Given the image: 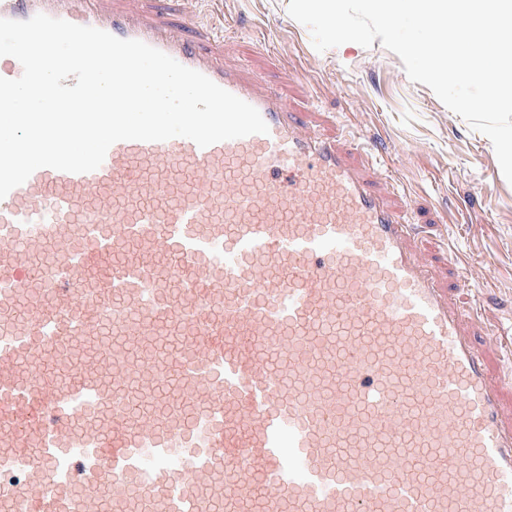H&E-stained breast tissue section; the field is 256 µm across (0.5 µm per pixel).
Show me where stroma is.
<instances>
[{
  "mask_svg": "<svg viewBox=\"0 0 512 512\" xmlns=\"http://www.w3.org/2000/svg\"><path fill=\"white\" fill-rule=\"evenodd\" d=\"M290 0H173L224 30V62L243 67L298 111L324 113L338 138L382 159L398 186L389 194L422 251L447 272L443 250L468 269L457 294L501 330L504 374L512 376V183L494 147L427 86L410 81L381 43H346L323 52L288 14Z\"/></svg>",
  "mask_w": 512,
  "mask_h": 512,
  "instance_id": "stroma-1",
  "label": "stroma"
}]
</instances>
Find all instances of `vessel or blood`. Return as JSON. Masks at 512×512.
Returning a JSON list of instances; mask_svg holds the SVG:
<instances>
[{"mask_svg":"<svg viewBox=\"0 0 512 512\" xmlns=\"http://www.w3.org/2000/svg\"><path fill=\"white\" fill-rule=\"evenodd\" d=\"M142 41L268 133L120 141L0 199V512H512V383L356 147L157 0Z\"/></svg>","mask_w":512,"mask_h":512,"instance_id":"vessel-or-blood-1","label":"vessel or blood"}]
</instances>
